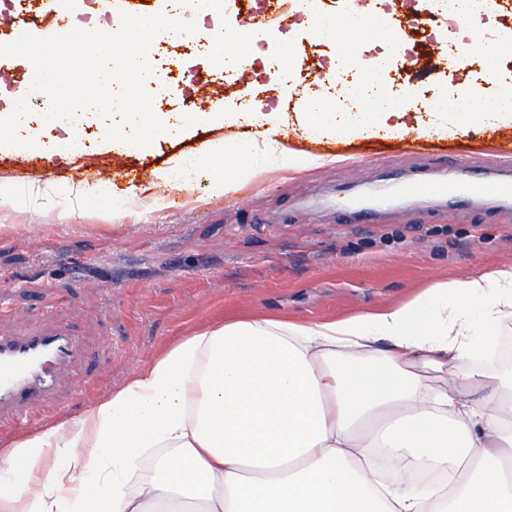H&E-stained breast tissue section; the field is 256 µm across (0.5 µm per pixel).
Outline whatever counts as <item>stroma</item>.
Segmentation results:
<instances>
[{
	"label": "stroma",
	"mask_w": 512,
	"mask_h": 512,
	"mask_svg": "<svg viewBox=\"0 0 512 512\" xmlns=\"http://www.w3.org/2000/svg\"><path fill=\"white\" fill-rule=\"evenodd\" d=\"M37 2L12 0L0 11L1 92L12 91L22 70L8 50L13 25ZM224 2L212 32L229 37L272 0ZM320 6L330 15L357 6L370 16L425 9L422 0H320ZM470 25L463 19L452 31L434 27L433 41L397 44L368 24L357 45L364 57L392 62V101L455 84L468 86L474 106L486 108L512 88V56L499 58L490 81L486 51L467 49L450 75L434 46ZM258 46L271 55L287 49V78L259 63L224 71L189 56L172 82L148 92L152 111H181L209 96L228 106L254 100L294 113L303 91L323 92L335 50L301 27L299 15L268 26ZM78 131L86 145L68 162L55 150L64 135L59 128L42 129L43 153L0 150V189L12 195L0 204V330L24 336L34 328H61L84 346L37 406L0 415L1 442L80 415L147 359L201 327L254 316L340 320L409 302L432 282L512 263V206L417 215L395 207L376 224H342L330 205L392 167L410 178L438 172L458 155L485 162L512 156L510 124L493 141L472 129L410 145L394 134L323 139L292 131L288 148L323 157V165L263 171L226 193L214 190L207 167L170 181L153 172L173 156L194 157L211 139L245 141L248 128L193 125L176 138L153 135L145 149L132 152L109 150L106 134L95 129ZM90 167L124 197L123 207L104 212L89 206Z\"/></svg>",
	"instance_id": "obj_1"
}]
</instances>
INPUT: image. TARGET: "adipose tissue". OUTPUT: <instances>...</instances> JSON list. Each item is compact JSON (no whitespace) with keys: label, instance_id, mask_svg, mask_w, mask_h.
Instances as JSON below:
<instances>
[{"label":"adipose tissue","instance_id":"1","mask_svg":"<svg viewBox=\"0 0 512 512\" xmlns=\"http://www.w3.org/2000/svg\"><path fill=\"white\" fill-rule=\"evenodd\" d=\"M13 107L0 147L44 143ZM308 132L389 130L386 98L340 112L302 97ZM126 145L188 124H246L256 137L212 142L216 191L259 171L320 165L288 150L285 118L246 112H150L119 102ZM512 122L435 112L427 131ZM512 320V264L429 284L415 301L342 320L255 317L205 327L149 360L79 416L0 446V512H512V369L478 357ZM390 342L377 354L379 339ZM23 477H15L16 460Z\"/></svg>","mask_w":512,"mask_h":512}]
</instances>
